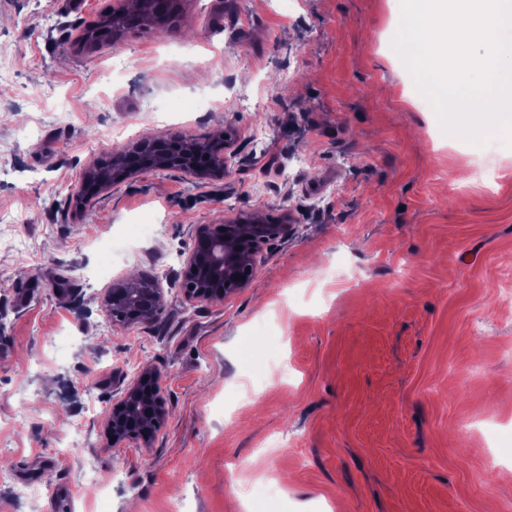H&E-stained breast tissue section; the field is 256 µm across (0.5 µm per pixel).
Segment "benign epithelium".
I'll return each instance as SVG.
<instances>
[{
    "label": "benign epithelium",
    "mask_w": 512,
    "mask_h": 512,
    "mask_svg": "<svg viewBox=\"0 0 512 512\" xmlns=\"http://www.w3.org/2000/svg\"><path fill=\"white\" fill-rule=\"evenodd\" d=\"M163 160L158 154L144 159L138 165L115 171L111 178L97 182L99 194L112 184L151 169ZM288 232L286 224L265 223L263 212L224 219L222 224L201 226L197 229L193 246L187 253L181 282L187 302L222 300L248 287L258 266V256L264 245ZM151 287L130 292L133 309L129 316L138 321L148 316L163 299V288L158 280L148 279ZM167 402L160 375L142 371L121 394L112 398V412L105 428L112 447L126 443L146 444L167 416Z\"/></svg>",
    "instance_id": "1"
}]
</instances>
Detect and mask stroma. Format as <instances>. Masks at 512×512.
<instances>
[{
	"mask_svg": "<svg viewBox=\"0 0 512 512\" xmlns=\"http://www.w3.org/2000/svg\"><path fill=\"white\" fill-rule=\"evenodd\" d=\"M113 3L0 0V234L28 245L0 250V512H246V485L279 489L259 512H512V449L485 430L512 434V148L442 130L392 48L399 0H178L165 35L81 47ZM222 133L221 175L78 200L127 145ZM256 209L291 229L251 285L186 302L196 229ZM133 272L158 276L160 320L113 323ZM144 369L168 416L112 447V397Z\"/></svg>",
	"mask_w": 512,
	"mask_h": 512,
	"instance_id": "obj_1",
	"label": "stroma"
}]
</instances>
